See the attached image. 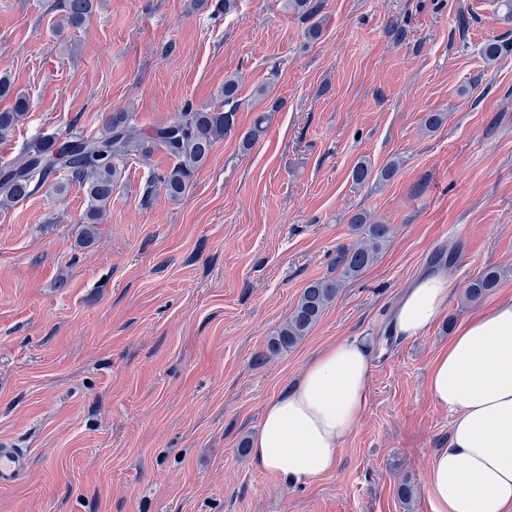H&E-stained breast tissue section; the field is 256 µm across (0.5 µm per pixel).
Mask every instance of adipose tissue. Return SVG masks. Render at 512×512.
Wrapping results in <instances>:
<instances>
[{
	"label": "adipose tissue",
	"instance_id": "obj_1",
	"mask_svg": "<svg viewBox=\"0 0 512 512\" xmlns=\"http://www.w3.org/2000/svg\"><path fill=\"white\" fill-rule=\"evenodd\" d=\"M450 295L444 274L419 276L398 303L394 332L421 335ZM374 350L358 336L319 351L267 401L254 464L290 486L333 471L364 415ZM428 390L451 418L448 444L435 450L428 469L436 512H512V301L458 327L431 366Z\"/></svg>",
	"mask_w": 512,
	"mask_h": 512
}]
</instances>
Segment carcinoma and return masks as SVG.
I'll list each match as a JSON object with an SVG mask.
<instances>
[{
	"instance_id": "cac0c4a2",
	"label": "carcinoma",
	"mask_w": 512,
	"mask_h": 512,
	"mask_svg": "<svg viewBox=\"0 0 512 512\" xmlns=\"http://www.w3.org/2000/svg\"><path fill=\"white\" fill-rule=\"evenodd\" d=\"M94 2L62 0L60 7L64 11L65 25L72 29L82 27L93 11ZM286 5L308 20L317 17L322 10L321 0H286ZM239 85V76L226 77L224 102L219 106L196 107L188 101L173 121L150 131L135 124L132 113L114 112L98 135H86L79 130L62 139L48 136L38 141L19 162L0 165V206L34 195L52 177L62 174L85 190L87 208L79 242L88 245L94 241L96 224L100 223L112 200L120 176V162L135 152L146 158L155 148L163 149L174 159V164L149 181L145 200H150L157 191L164 192L172 201L180 200L215 143L235 129ZM7 97L14 99V105L0 112V137L12 131L29 110L28 99L15 93L10 77L3 74L0 75V98ZM266 120L265 115L256 118L242 138L243 149H250L258 141L265 131ZM398 171L396 161L376 169L362 160L353 167L351 179L355 185L363 187L373 181L389 182ZM349 223L363 235V242L340 247L336 252V275L315 280L303 289L293 310L270 336L267 347L270 355L295 348L337 299L343 285L372 266L390 242L391 227L371 221L363 212L351 215ZM500 280L501 272L489 267L463 286V298L467 302L478 301L498 288Z\"/></svg>"
}]
</instances>
